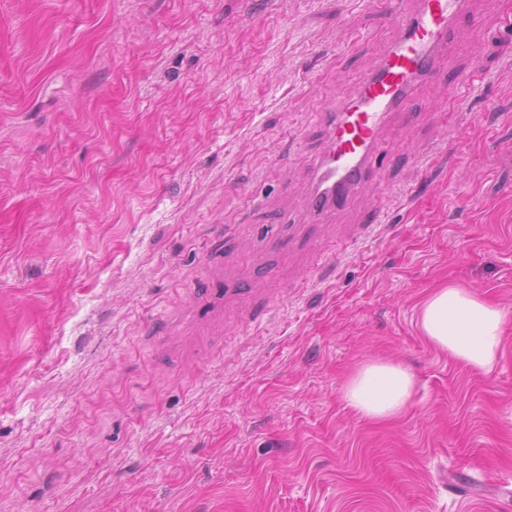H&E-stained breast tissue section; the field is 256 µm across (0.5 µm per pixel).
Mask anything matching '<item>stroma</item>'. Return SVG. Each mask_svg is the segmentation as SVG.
I'll return each instance as SVG.
<instances>
[{
    "label": "stroma",
    "mask_w": 512,
    "mask_h": 512,
    "mask_svg": "<svg viewBox=\"0 0 512 512\" xmlns=\"http://www.w3.org/2000/svg\"><path fill=\"white\" fill-rule=\"evenodd\" d=\"M471 4L483 81L304 224L383 0H0V512H512V31ZM448 282L507 312L491 373L420 334ZM376 359L415 380L382 423ZM413 385V374L407 368L372 360L351 375L343 388V398L359 419L387 421L404 413Z\"/></svg>",
    "instance_id": "35a3bbf8"
}]
</instances>
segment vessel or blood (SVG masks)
I'll return each mask as SVG.
<instances>
[{"label": "vessel or blood", "mask_w": 512, "mask_h": 512, "mask_svg": "<svg viewBox=\"0 0 512 512\" xmlns=\"http://www.w3.org/2000/svg\"><path fill=\"white\" fill-rule=\"evenodd\" d=\"M470 16V0H388L391 36L384 49L353 96L329 100L321 113L323 136L301 197L306 223H330L366 184L380 181L381 136L410 116L421 87L441 86L455 102L481 81L479 70L446 68L455 32Z\"/></svg>", "instance_id": "obj_1"}]
</instances>
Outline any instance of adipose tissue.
Instances as JSON below:
<instances>
[{
    "instance_id": "ef3b65f1",
    "label": "adipose tissue",
    "mask_w": 512,
    "mask_h": 512,
    "mask_svg": "<svg viewBox=\"0 0 512 512\" xmlns=\"http://www.w3.org/2000/svg\"><path fill=\"white\" fill-rule=\"evenodd\" d=\"M506 313L455 285L429 292L419 309L418 327L438 352L466 367L490 372L502 351ZM414 378L405 367L372 360L362 364L343 388L347 406L365 421L392 420L404 413Z\"/></svg>"
}]
</instances>
